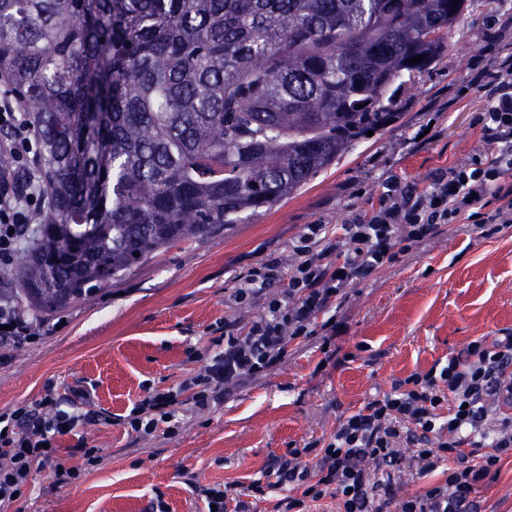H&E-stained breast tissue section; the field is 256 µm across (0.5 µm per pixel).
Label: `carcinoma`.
I'll return each mask as SVG.
<instances>
[{"mask_svg":"<svg viewBox=\"0 0 512 512\" xmlns=\"http://www.w3.org/2000/svg\"><path fill=\"white\" fill-rule=\"evenodd\" d=\"M475 2L0 0V79L51 200L16 306L50 315L291 195L393 121L394 81Z\"/></svg>","mask_w":512,"mask_h":512,"instance_id":"carcinoma-1","label":"carcinoma"}]
</instances>
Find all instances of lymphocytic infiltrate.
I'll list each match as a JSON object with an SVG mask.
<instances>
[{"label":"lymphocytic infiltrate","instance_id":"lymphocytic-infiltrate-1","mask_svg":"<svg viewBox=\"0 0 512 512\" xmlns=\"http://www.w3.org/2000/svg\"><path fill=\"white\" fill-rule=\"evenodd\" d=\"M487 106L479 132L485 152L478 160L437 174L418 188L390 179L376 205L329 231L309 225L292 249L290 264L272 259L241 277L233 300L260 303L246 323L215 325L210 350L196 354L182 389L191 410L210 409L224 386L266 374L281 364L288 341L319 337L325 361L336 357L333 343L343 327L336 319L349 288L395 263L442 225L465 217L482 236L512 223V55L478 80ZM35 139L29 123L0 100V151L10 152L19 174L17 186L0 181V268L13 265L31 232L34 213L49 201L36 192ZM9 301H0V344H19L49 332ZM75 397L86 412L62 409L53 395L0 412V512L21 495L38 466H51L57 483L79 479L76 468L54 455L58 436L102 420L90 407L88 391ZM176 392L150 390L124 416L128 433L176 435L180 426ZM413 449L420 475L442 471L441 482L412 496L392 490V466ZM512 456V332L471 341L447 364L414 372L391 391L342 413L323 446L287 449L272 460L266 475L289 485L283 512H307L308 502L334 498L336 512H481L473 493L494 479L503 456Z\"/></svg>","mask_w":512,"mask_h":512}]
</instances>
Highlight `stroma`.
<instances>
[{
	"instance_id": "35a3bbf8",
	"label": "stroma",
	"mask_w": 512,
	"mask_h": 512,
	"mask_svg": "<svg viewBox=\"0 0 512 512\" xmlns=\"http://www.w3.org/2000/svg\"><path fill=\"white\" fill-rule=\"evenodd\" d=\"M512 53V0H479L449 29L428 69L407 79L396 119L365 136L293 195L199 240L154 254L50 315L57 328L22 345L0 346V410L40 399L46 388L69 397L94 385L95 410L128 414L148 390H175L189 376V350L203 349L210 327L247 321L232 295L237 278L260 263L288 262L306 225L347 222L377 201L387 178L419 186L483 155L476 119L485 107L474 75ZM432 125L421 141L420 127ZM340 360L322 366L319 338L288 343L265 376L226 386L217 408L181 411L172 438H138L120 424L91 423L59 437L57 457L82 470L69 484L50 468L33 475L10 512H203L193 491L263 479L272 457L325 442L341 413L358 409L395 380L447 361L482 336L512 331V223L490 238L473 224L441 233L350 290L337 312ZM97 448L85 466L78 440ZM483 512H512V457L478 486Z\"/></svg>"
}]
</instances>
